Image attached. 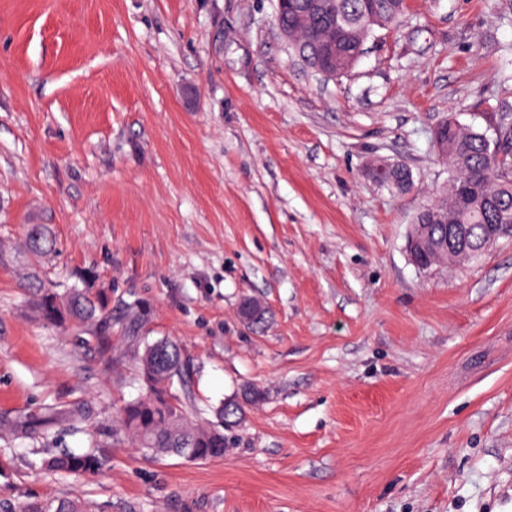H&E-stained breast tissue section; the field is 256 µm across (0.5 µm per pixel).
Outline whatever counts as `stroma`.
<instances>
[{
  "mask_svg": "<svg viewBox=\"0 0 512 512\" xmlns=\"http://www.w3.org/2000/svg\"><path fill=\"white\" fill-rule=\"evenodd\" d=\"M276 7L0 0V244L49 225L48 278L177 341L192 420L259 394L220 458L113 442L142 392L127 338L102 361L0 264V512H512V238L429 271L405 251L448 185L434 128L512 114V0H407L336 80ZM378 158L411 190L367 179ZM247 298L264 323L239 320ZM49 407L58 448L99 433L98 470H41L25 422ZM395 170L400 173V179L398 182L405 183L408 186L412 185V175L410 170L403 165L388 160L371 164L370 167L367 169V175L375 183L380 184L382 180L381 174L383 172H393ZM384 182L385 184H380L381 187L393 192H397V187L394 185L392 181L385 180ZM28 512H87L85 503L77 500L47 499L33 505Z\"/></svg>",
  "mask_w": 512,
  "mask_h": 512,
  "instance_id": "1",
  "label": "stroma"
}]
</instances>
